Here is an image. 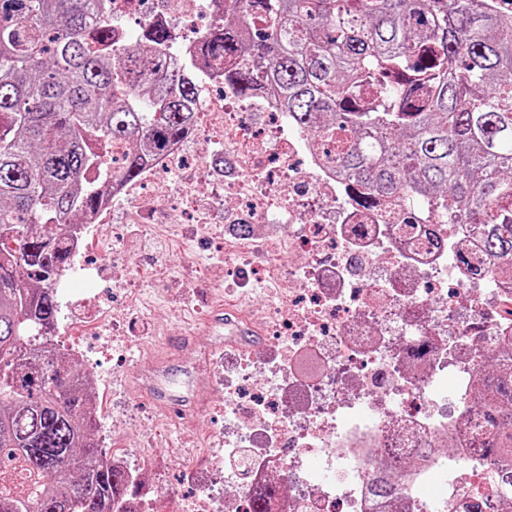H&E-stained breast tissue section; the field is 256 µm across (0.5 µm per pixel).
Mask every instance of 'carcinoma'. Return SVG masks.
Here are the masks:
<instances>
[{"label":"carcinoma","instance_id":"carcinoma-1","mask_svg":"<svg viewBox=\"0 0 512 512\" xmlns=\"http://www.w3.org/2000/svg\"><path fill=\"white\" fill-rule=\"evenodd\" d=\"M111 0H0V512H130L141 481L96 438L92 381L52 346L53 281L111 178L193 138V60L112 28ZM197 60L242 98L279 90L336 143L361 206L437 205L512 276V19L495 0H224ZM478 447L512 484V371L482 382Z\"/></svg>","mask_w":512,"mask_h":512}]
</instances>
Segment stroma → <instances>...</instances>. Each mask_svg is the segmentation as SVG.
<instances>
[{"instance_id":"1","label":"stroma","mask_w":512,"mask_h":512,"mask_svg":"<svg viewBox=\"0 0 512 512\" xmlns=\"http://www.w3.org/2000/svg\"><path fill=\"white\" fill-rule=\"evenodd\" d=\"M153 220L149 233L137 224L92 225L93 251L76 255L55 285L56 339L79 346L98 395L103 445L131 466H145L143 495L161 512H178L224 465V358L233 338L230 327L211 319L273 301L282 282L257 281L261 259L247 252L233 266L218 264L221 208H213L205 227L167 223L161 212ZM87 316L96 318L97 332L72 340V322ZM168 340L181 347L156 386L178 408L191 399L209 401L190 425L165 416L152 394L129 383Z\"/></svg>"}]
</instances>
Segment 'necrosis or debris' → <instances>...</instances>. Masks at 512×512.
Returning <instances> with one entry per match:
<instances>
[{
  "label": "necrosis or debris",
  "instance_id": "necrosis-or-debris-1",
  "mask_svg": "<svg viewBox=\"0 0 512 512\" xmlns=\"http://www.w3.org/2000/svg\"><path fill=\"white\" fill-rule=\"evenodd\" d=\"M215 10L214 0H170L154 11L172 35V65L193 53ZM194 99L223 131V149L173 146L93 221L142 223L155 205L149 188L170 183L173 224L203 192L227 200L225 254L253 246L264 275L281 250L300 256L285 306L253 312L269 348L244 352L224 376V486L241 492L234 512L271 485L269 512H512L497 460L471 444L487 406L480 367L512 339V279L492 270L468 225L386 199L350 204L348 180L293 124L277 89L245 101L203 79ZM221 157L229 172L217 171ZM383 469L397 506L371 492Z\"/></svg>",
  "mask_w": 512,
  "mask_h": 512
}]
</instances>
